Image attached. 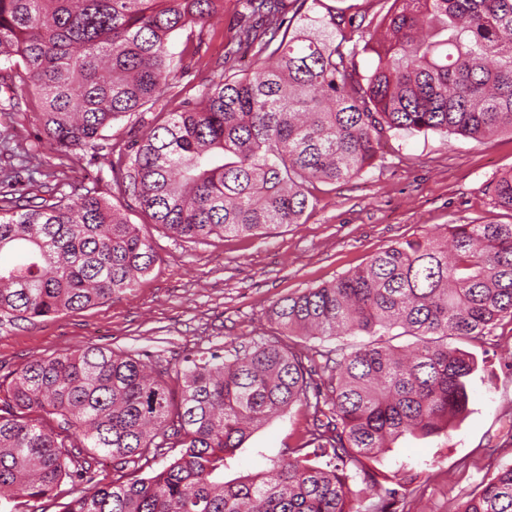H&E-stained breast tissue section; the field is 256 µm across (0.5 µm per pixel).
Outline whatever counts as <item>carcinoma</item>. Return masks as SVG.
<instances>
[{
    "instance_id": "carcinoma-1",
    "label": "carcinoma",
    "mask_w": 512,
    "mask_h": 512,
    "mask_svg": "<svg viewBox=\"0 0 512 512\" xmlns=\"http://www.w3.org/2000/svg\"><path fill=\"white\" fill-rule=\"evenodd\" d=\"M238 2L213 78L167 112L183 68L173 37L224 0H0V71L24 67V93L41 103L33 141L0 138L11 160L0 169V326L102 304L157 261L100 180L72 199L62 179L29 196L14 160L87 151L152 223L204 241L300 223L318 186L360 176L389 132L512 134V0H392L377 23L336 0ZM361 41L376 44L365 74ZM242 49L253 70L240 75ZM149 112L140 137L101 143L113 123ZM493 196L512 213V170ZM505 317L512 222L454 224L277 302L273 334L242 351L187 357L175 370L95 345L34 358L0 381V501L38 512L102 454L112 479L64 512H361L364 493L366 512H404L408 466L381 474L367 462L406 435L448 434L478 370L453 342L480 344ZM396 329L414 338L403 350ZM357 333L370 340L321 353V384L281 340ZM296 404L314 408L302 443L224 482L252 431ZM454 512H512V466Z\"/></svg>"
}]
</instances>
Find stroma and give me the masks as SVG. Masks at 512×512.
Returning a JSON list of instances; mask_svg holds the SVG:
<instances>
[{
  "label": "stroma",
  "mask_w": 512,
  "mask_h": 512,
  "mask_svg": "<svg viewBox=\"0 0 512 512\" xmlns=\"http://www.w3.org/2000/svg\"><path fill=\"white\" fill-rule=\"evenodd\" d=\"M238 10V0H224L223 13L175 36L171 50L183 53L185 70L175 80L170 110L196 97L210 76L193 47L202 45L206 56L219 57ZM24 77L20 69L0 79V102L15 96L20 109L16 115L0 113V127L11 128L21 142L36 132L22 113L40 109L37 98L23 93ZM87 162L80 154L38 157L32 162L34 181L24 189L36 191L66 169L80 182ZM510 169L507 133L481 143L435 133L397 134L383 139L359 177L321 187L302 223L261 238L227 235L205 243L174 239L128 206L111 182H102L110 203L151 234L157 263L136 288L104 304L0 329V378L15 376L35 357L88 344L172 366L200 348L223 354L247 345L272 334L269 316L278 300L334 281L396 242L448 224L512 221L492 192L494 180ZM472 351L480 369L468 414L446 435L399 440L381 460V470L404 462L414 471L405 512H451L492 473L512 465V321L499 322ZM311 421V409L301 405L269 419L229 459L225 480L269 469L301 444Z\"/></svg>",
  "instance_id": "35a3bbf8"
}]
</instances>
